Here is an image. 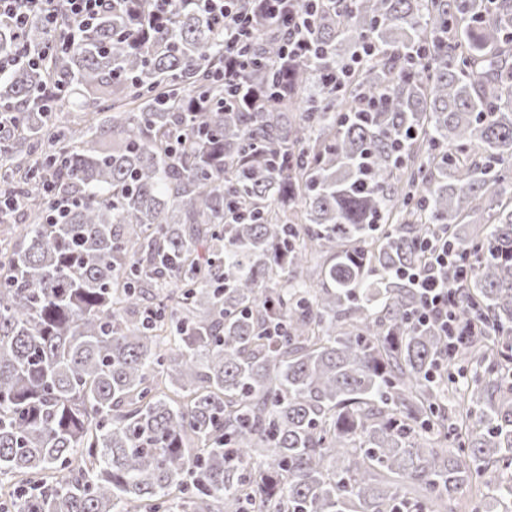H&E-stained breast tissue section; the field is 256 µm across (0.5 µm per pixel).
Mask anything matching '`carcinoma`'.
<instances>
[{"instance_id": "obj_1", "label": "carcinoma", "mask_w": 512, "mask_h": 512, "mask_svg": "<svg viewBox=\"0 0 512 512\" xmlns=\"http://www.w3.org/2000/svg\"><path fill=\"white\" fill-rule=\"evenodd\" d=\"M150 5L0 28L43 58L0 76V512H501L512 0H325L293 61L260 18L239 95L223 22ZM341 42L375 52L338 87ZM433 233L481 328L452 352L398 274Z\"/></svg>"}]
</instances>
